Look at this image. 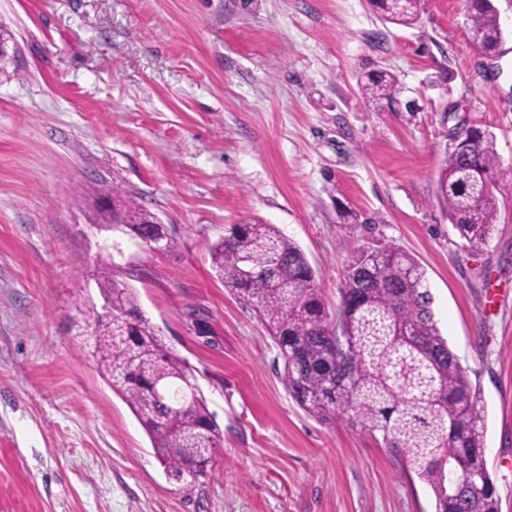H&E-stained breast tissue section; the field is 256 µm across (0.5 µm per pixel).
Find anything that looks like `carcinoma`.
<instances>
[{"mask_svg":"<svg viewBox=\"0 0 512 512\" xmlns=\"http://www.w3.org/2000/svg\"><path fill=\"white\" fill-rule=\"evenodd\" d=\"M427 0H370L389 23L411 26ZM471 37L487 55L501 43L492 0H469ZM363 96L392 103L397 77L371 69L359 82ZM498 159L493 137L472 128L455 140L439 169L436 196L465 246L487 245L498 218L494 182ZM134 200L112 212V223L136 237L162 235ZM218 277L255 309L283 361L289 395L320 422L344 418L379 432L432 490L435 512H500L484 457V415L468 371L441 335L433 297L417 260L388 244L362 251L347 268L336 338L315 273L303 250L273 224H234L211 246ZM104 317L87 321L88 354L114 392L147 432L170 479L194 486L206 476L222 435L189 367L145 317L137 292L117 281L112 266H97Z\"/></svg>","mask_w":512,"mask_h":512,"instance_id":"1","label":"carcinoma"}]
</instances>
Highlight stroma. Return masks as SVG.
Wrapping results in <instances>:
<instances>
[{
	"instance_id": "stroma-1",
	"label": "stroma",
	"mask_w": 512,
	"mask_h": 512,
	"mask_svg": "<svg viewBox=\"0 0 512 512\" xmlns=\"http://www.w3.org/2000/svg\"><path fill=\"white\" fill-rule=\"evenodd\" d=\"M494 5L491 62L466 0H429L409 28L368 0H0L17 45L0 69V512H433L379 434L289 396L278 348L210 257L254 220L302 248L331 310L362 251L418 259L512 512V0ZM372 65L397 75L398 104L362 97ZM463 119L499 162L479 252L435 197ZM131 198L174 249L112 225ZM106 252L223 433L192 490L82 350Z\"/></svg>"
}]
</instances>
